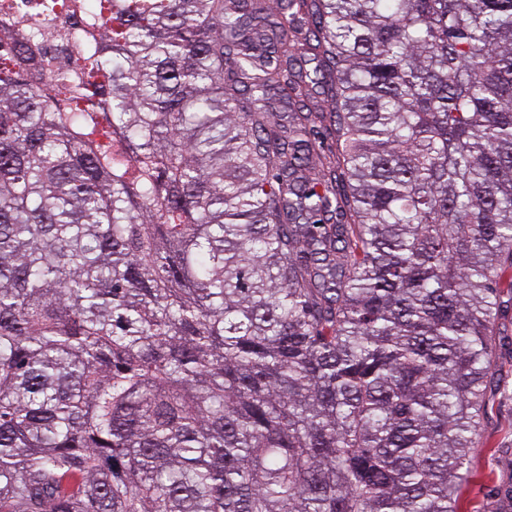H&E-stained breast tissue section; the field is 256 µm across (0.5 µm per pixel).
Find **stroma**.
Wrapping results in <instances>:
<instances>
[{"label": "stroma", "mask_w": 512, "mask_h": 512, "mask_svg": "<svg viewBox=\"0 0 512 512\" xmlns=\"http://www.w3.org/2000/svg\"><path fill=\"white\" fill-rule=\"evenodd\" d=\"M505 316L493 338L495 357L481 416L479 452L470 482L457 497L458 512H496L499 490L512 485V282L501 279Z\"/></svg>", "instance_id": "35a3bbf8"}]
</instances>
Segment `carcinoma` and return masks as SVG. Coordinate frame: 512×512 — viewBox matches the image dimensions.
I'll list each match as a JSON object with an SVG mask.
<instances>
[{
	"label": "carcinoma",
	"mask_w": 512,
	"mask_h": 512,
	"mask_svg": "<svg viewBox=\"0 0 512 512\" xmlns=\"http://www.w3.org/2000/svg\"><path fill=\"white\" fill-rule=\"evenodd\" d=\"M512 270V0H0V512H457Z\"/></svg>",
	"instance_id": "1"
}]
</instances>
